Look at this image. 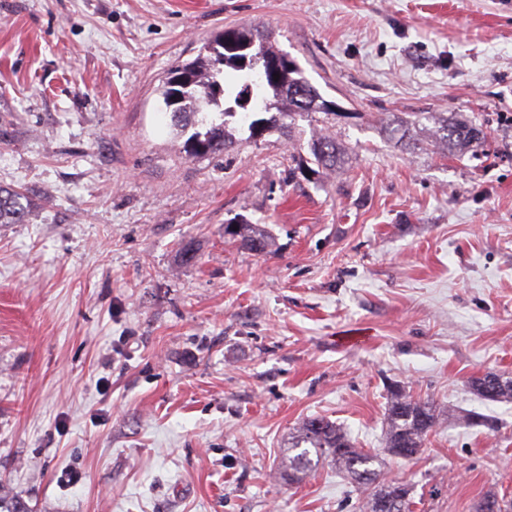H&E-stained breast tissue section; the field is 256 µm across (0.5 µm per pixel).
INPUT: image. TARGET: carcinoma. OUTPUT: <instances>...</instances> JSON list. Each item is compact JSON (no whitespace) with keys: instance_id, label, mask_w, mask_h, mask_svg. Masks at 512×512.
<instances>
[{"instance_id":"1","label":"carcinoma","mask_w":512,"mask_h":512,"mask_svg":"<svg viewBox=\"0 0 512 512\" xmlns=\"http://www.w3.org/2000/svg\"><path fill=\"white\" fill-rule=\"evenodd\" d=\"M286 57L274 48L271 35L256 29L228 28L224 35L207 43L194 61L175 67L172 77L183 71L191 74V83L173 88L166 85L164 101L172 92L179 93L171 111L167 112L173 129L188 134L185 152L192 156L211 155L224 151L229 134L227 118L238 115L248 122L250 135H256L251 117L261 118L264 130L284 128L286 120L322 113L336 114L333 103L322 98L317 88L304 76L301 67L289 60L288 76L279 80L265 74V64L271 58ZM233 105H226V101ZM418 120L399 121L390 128L404 148L413 151L419 140L411 137L407 124ZM435 138L444 148L462 150L465 145L484 138L482 125L461 124L448 119L438 121ZM298 168L314 164L324 171H334L341 164V149L336 140L320 137L308 143V157L292 156ZM32 203L19 190L0 186V224H25ZM224 234L243 249L262 252L268 237L255 224L236 228L224 227ZM471 389L483 400L512 402V377L489 372L470 382ZM449 411L438 408L428 399L416 398L398 385L390 388L387 403L384 446L389 455L409 459L419 454L428 442L441 416ZM307 448H301V445ZM301 452H296V449ZM328 462L336 472L349 476L362 486L372 487L364 499L362 512H411V489L403 480L386 478L382 459L376 453L358 448L347 431L339 424L323 418L303 420L292 437L291 446L282 454L277 469L278 478L299 482L321 463Z\"/></svg>"}]
</instances>
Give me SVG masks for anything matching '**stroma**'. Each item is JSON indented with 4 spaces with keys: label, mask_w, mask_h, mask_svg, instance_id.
Returning <instances> with one entry per match:
<instances>
[{
    "label": "stroma",
    "mask_w": 512,
    "mask_h": 512,
    "mask_svg": "<svg viewBox=\"0 0 512 512\" xmlns=\"http://www.w3.org/2000/svg\"><path fill=\"white\" fill-rule=\"evenodd\" d=\"M257 24L336 119L189 156L170 70ZM403 112L487 140L410 154ZM324 134L345 168L293 173ZM0 185L33 202L0 224V512H359L329 465L273 473L313 416L383 454L393 383L492 422L386 456L414 512L512 500V404L470 388L512 374V0H0ZM257 226L258 224H240L234 230V227L226 225L224 235L230 236L243 249L263 252L268 246V237Z\"/></svg>",
    "instance_id": "35a3bbf8"
}]
</instances>
